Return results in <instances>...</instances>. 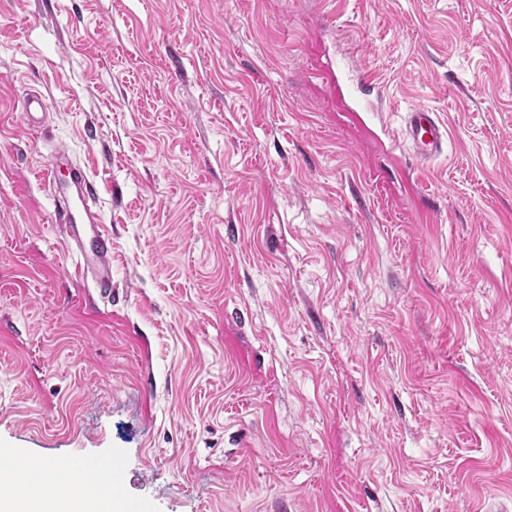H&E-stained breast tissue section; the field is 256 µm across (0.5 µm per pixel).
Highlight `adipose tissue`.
Wrapping results in <instances>:
<instances>
[{"label": "adipose tissue", "mask_w": 512, "mask_h": 512, "mask_svg": "<svg viewBox=\"0 0 512 512\" xmlns=\"http://www.w3.org/2000/svg\"><path fill=\"white\" fill-rule=\"evenodd\" d=\"M104 466L33 462L0 452V512H120Z\"/></svg>", "instance_id": "obj_1"}]
</instances>
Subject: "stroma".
Returning a JSON list of instances; mask_svg holds the SVG:
<instances>
[{
	"instance_id": "obj_1",
	"label": "stroma",
	"mask_w": 512,
	"mask_h": 512,
	"mask_svg": "<svg viewBox=\"0 0 512 512\" xmlns=\"http://www.w3.org/2000/svg\"><path fill=\"white\" fill-rule=\"evenodd\" d=\"M340 65L445 155L408 170ZM0 448L130 512H512V0H0ZM397 139L407 146L406 152L423 167L444 152L448 131L436 112L425 107H413L405 112ZM55 161L47 165L41 179L51 187L56 186L55 198H62L56 206L54 221L69 227L73 233L76 251L81 257L76 265L82 278L91 277L102 294H112V237L104 224H100L98 215L92 211L88 201L98 195L97 183L90 179L86 172L77 166H69V178L77 187V196L62 195V189L56 180V169L65 163L64 154L56 156ZM83 226L88 229L85 233Z\"/></svg>"
}]
</instances>
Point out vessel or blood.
Listing matches in <instances>:
<instances>
[{
  "label": "vessel or blood",
  "mask_w": 512,
  "mask_h": 512,
  "mask_svg": "<svg viewBox=\"0 0 512 512\" xmlns=\"http://www.w3.org/2000/svg\"><path fill=\"white\" fill-rule=\"evenodd\" d=\"M407 152L419 165L425 166L438 158L448 142L446 125L436 112L424 107L409 109L397 134ZM69 178L77 188L76 196H63L54 214L55 223L69 227L76 250L81 257L78 270L91 278L102 294L112 292V237L100 223L88 202L98 194L97 183L77 166L70 167Z\"/></svg>",
  "instance_id": "obj_1"
}]
</instances>
